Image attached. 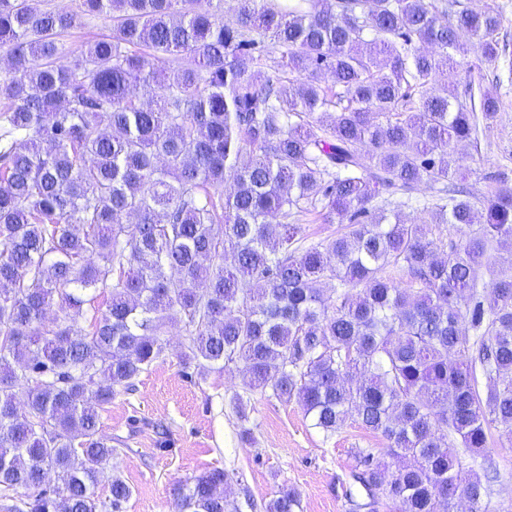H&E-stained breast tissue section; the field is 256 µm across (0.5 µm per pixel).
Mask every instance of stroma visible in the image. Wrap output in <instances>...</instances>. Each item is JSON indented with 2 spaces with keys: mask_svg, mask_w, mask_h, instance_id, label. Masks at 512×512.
<instances>
[{
  "mask_svg": "<svg viewBox=\"0 0 512 512\" xmlns=\"http://www.w3.org/2000/svg\"><path fill=\"white\" fill-rule=\"evenodd\" d=\"M457 62L451 90L457 103L469 104L475 83L500 102L496 122L453 149L468 171L471 193L483 198L500 182L512 183V66L473 53ZM184 338L181 323H173L163 356L138 377L135 391L117 392L102 414L103 435L121 442L115 469L133 490L125 512H169L175 488L213 468L228 473L227 495L240 512H265L284 489L298 494V512H348L344 490L352 482L356 449H372L378 462L393 467L383 439L358 422L348 421L329 437L297 402L257 391L247 394L246 412L238 414L234 399L244 392L242 372L231 366L187 377L180 364ZM484 454L499 472L492 503L512 512V451L493 436Z\"/></svg>",
  "mask_w": 512,
  "mask_h": 512,
  "instance_id": "obj_1",
  "label": "stroma"
}]
</instances>
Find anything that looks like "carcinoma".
<instances>
[{
    "label": "carcinoma",
    "instance_id": "cac0c4a2",
    "mask_svg": "<svg viewBox=\"0 0 512 512\" xmlns=\"http://www.w3.org/2000/svg\"><path fill=\"white\" fill-rule=\"evenodd\" d=\"M215 1L0 0V488L28 491L26 512H124L101 413L180 321L184 372L239 365L245 392L296 400L326 435L354 419L382 437L395 470L356 449L350 512H493L458 471L494 429L512 445V186L476 202L451 183L453 144L499 101L448 88L455 54L506 51L498 13L235 0L227 23ZM84 17L109 33L75 51ZM425 181L430 220L408 224ZM312 211L347 223L309 243ZM227 483L193 477L172 512H239ZM298 506L282 490L266 512Z\"/></svg>",
    "mask_w": 512,
    "mask_h": 512
}]
</instances>
